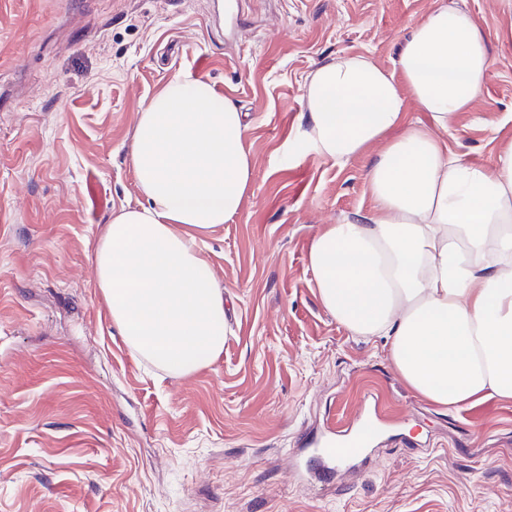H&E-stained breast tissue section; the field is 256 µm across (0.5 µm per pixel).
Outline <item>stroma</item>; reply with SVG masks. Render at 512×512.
Segmentation results:
<instances>
[{
    "instance_id": "stroma-1",
    "label": "stroma",
    "mask_w": 512,
    "mask_h": 512,
    "mask_svg": "<svg viewBox=\"0 0 512 512\" xmlns=\"http://www.w3.org/2000/svg\"><path fill=\"white\" fill-rule=\"evenodd\" d=\"M484 32L482 96L443 139L492 166L512 140L506 0H456ZM434 0H0V512H512V400L417 395L385 337L322 306L309 248L372 212L369 175L400 122L339 165L310 153L301 95L343 55L394 71ZM180 74L246 112L254 174L236 215L197 231L224 290L222 353L192 374L132 352L96 284L113 213L144 204L138 112ZM363 405L366 463L321 448Z\"/></svg>"
}]
</instances>
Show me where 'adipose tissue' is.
<instances>
[{
  "mask_svg": "<svg viewBox=\"0 0 512 512\" xmlns=\"http://www.w3.org/2000/svg\"><path fill=\"white\" fill-rule=\"evenodd\" d=\"M404 39L398 74L361 55L307 78L310 152L346 163L401 118L395 84L429 112L390 143L369 175L364 224H330L312 240L320 302L355 336H386L406 384L459 408L512 399V141L487 169L444 150L437 133L481 95L486 37L453 0ZM242 112L207 81L177 77L143 106L132 163L147 203L113 215L95 254L98 287L129 347L174 375L224 348V291L194 230L224 223L252 177Z\"/></svg>",
  "mask_w": 512,
  "mask_h": 512,
  "instance_id": "adipose-tissue-1",
  "label": "adipose tissue"
}]
</instances>
